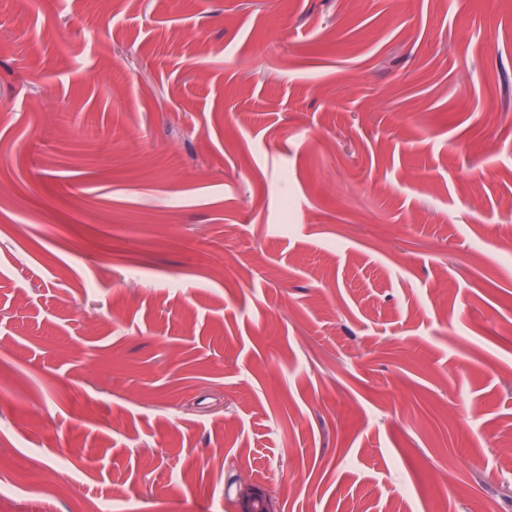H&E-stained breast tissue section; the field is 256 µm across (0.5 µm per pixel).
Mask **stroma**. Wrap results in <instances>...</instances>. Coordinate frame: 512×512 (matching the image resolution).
<instances>
[{"label": "stroma", "mask_w": 512, "mask_h": 512, "mask_svg": "<svg viewBox=\"0 0 512 512\" xmlns=\"http://www.w3.org/2000/svg\"><path fill=\"white\" fill-rule=\"evenodd\" d=\"M244 479L512 512V0H0V512Z\"/></svg>", "instance_id": "obj_1"}]
</instances>
